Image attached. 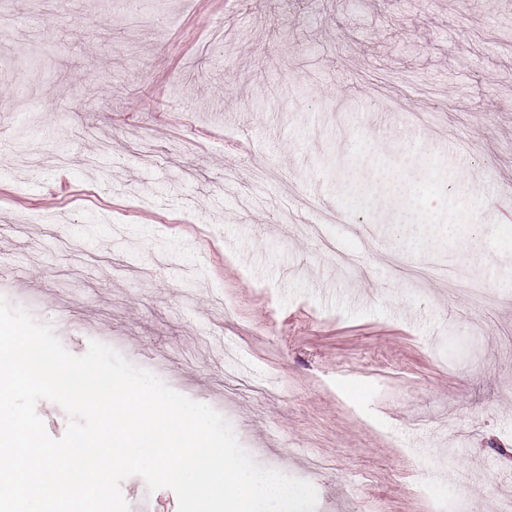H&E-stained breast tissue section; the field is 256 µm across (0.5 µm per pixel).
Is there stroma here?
<instances>
[{"instance_id": "stroma-1", "label": "stroma", "mask_w": 512, "mask_h": 512, "mask_svg": "<svg viewBox=\"0 0 512 512\" xmlns=\"http://www.w3.org/2000/svg\"><path fill=\"white\" fill-rule=\"evenodd\" d=\"M200 7L0 0V295L70 353L100 341L211 406L315 512H495L512 11L213 0L199 24ZM340 162L418 183L438 242L359 209ZM465 182L480 201L449 206ZM122 492L177 512L141 477Z\"/></svg>"}]
</instances>
